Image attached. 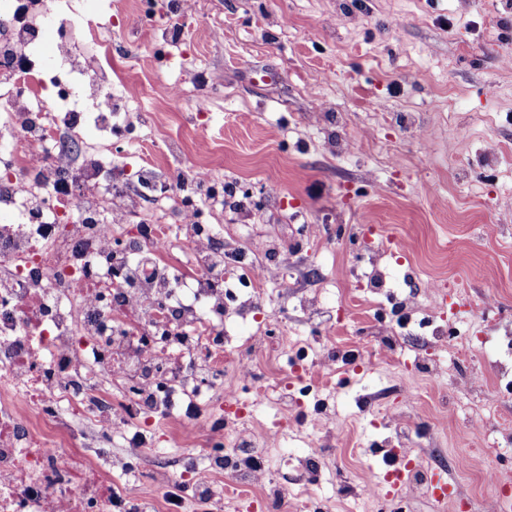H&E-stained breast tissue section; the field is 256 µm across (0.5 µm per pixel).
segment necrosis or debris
<instances>
[{
  "instance_id": "necrosis-or-debris-1",
  "label": "necrosis or debris",
  "mask_w": 512,
  "mask_h": 512,
  "mask_svg": "<svg viewBox=\"0 0 512 512\" xmlns=\"http://www.w3.org/2000/svg\"><path fill=\"white\" fill-rule=\"evenodd\" d=\"M111 30L60 0L0 10V512H44L48 495L57 512H156L83 447L140 445L149 414L193 428L198 407L245 420L274 401L252 341L224 326L262 307L255 265L190 250L212 224L152 217L126 238L130 190L99 180L112 154L91 151L84 111L113 94Z\"/></svg>"
}]
</instances>
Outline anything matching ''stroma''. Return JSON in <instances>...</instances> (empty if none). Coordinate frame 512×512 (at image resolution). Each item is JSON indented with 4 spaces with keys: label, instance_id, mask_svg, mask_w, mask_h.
Listing matches in <instances>:
<instances>
[{
    "label": "stroma",
    "instance_id": "stroma-1",
    "mask_svg": "<svg viewBox=\"0 0 512 512\" xmlns=\"http://www.w3.org/2000/svg\"><path fill=\"white\" fill-rule=\"evenodd\" d=\"M112 68L115 109L132 122L114 177L206 170L218 195L200 209L225 250L262 269L268 313L306 344L295 360L309 393L275 372L279 344L257 348L280 387L258 424L283 412L305 423L270 466L316 469L311 501L334 512H440L412 484L386 492L408 454L435 449L469 457L443 472L472 512L492 506L488 470L512 494V457L498 453L512 445L499 374L512 369V169L500 161L512 152V0H191L186 12L112 0ZM289 250L291 267L273 262ZM151 431V447L113 445L114 465L170 457L224 487L179 432L161 420ZM235 481L237 512L281 491L248 471Z\"/></svg>",
    "mask_w": 512,
    "mask_h": 512
}]
</instances>
